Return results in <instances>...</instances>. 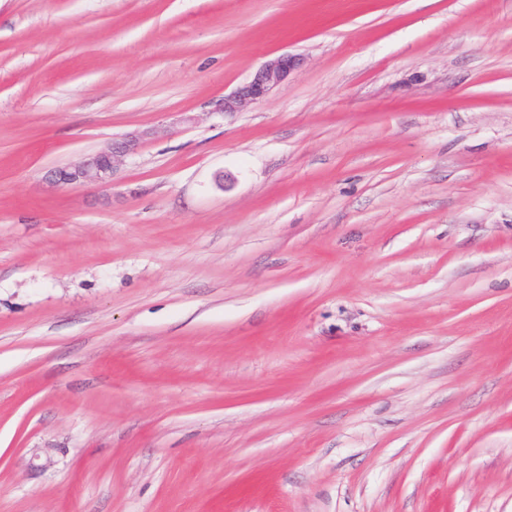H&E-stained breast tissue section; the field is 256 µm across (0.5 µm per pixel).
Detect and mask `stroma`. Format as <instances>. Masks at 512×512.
<instances>
[{
  "mask_svg": "<svg viewBox=\"0 0 512 512\" xmlns=\"http://www.w3.org/2000/svg\"><path fill=\"white\" fill-rule=\"evenodd\" d=\"M0 512H512V0H0ZM304 59L298 55H277L252 71L248 78L217 104V110L233 114L275 93L298 70ZM156 130L146 129L138 136L112 140L106 148L86 155L74 164L59 166L50 172L51 181L57 186L98 185L111 186L124 158L130 154L142 139L155 136Z\"/></svg>",
  "mask_w": 512,
  "mask_h": 512,
  "instance_id": "35a3bbf8",
  "label": "stroma"
}]
</instances>
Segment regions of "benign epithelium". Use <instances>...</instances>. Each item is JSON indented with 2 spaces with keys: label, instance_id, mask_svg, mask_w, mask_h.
Here are the masks:
<instances>
[{
  "label": "benign epithelium",
  "instance_id": "obj_1",
  "mask_svg": "<svg viewBox=\"0 0 512 512\" xmlns=\"http://www.w3.org/2000/svg\"><path fill=\"white\" fill-rule=\"evenodd\" d=\"M304 59L298 55H277L252 71L248 78L217 104V110L233 114L275 93L298 70ZM156 130L146 129L136 136L112 141L106 148L86 155L74 164L59 166L50 172L57 186L98 185L110 186L124 158L140 141L155 136Z\"/></svg>",
  "mask_w": 512,
  "mask_h": 512
}]
</instances>
